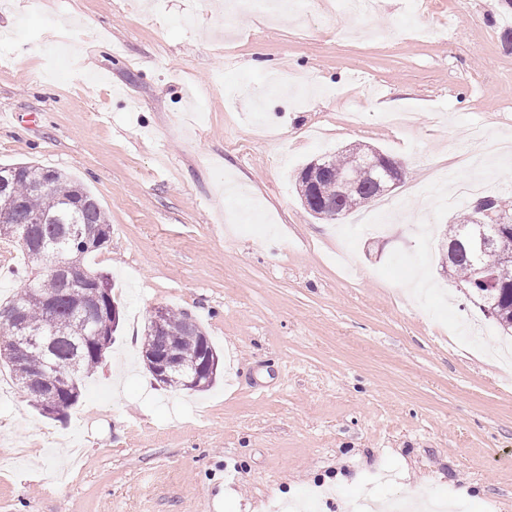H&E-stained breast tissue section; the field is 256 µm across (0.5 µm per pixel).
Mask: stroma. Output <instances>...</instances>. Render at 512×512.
<instances>
[{
	"mask_svg": "<svg viewBox=\"0 0 512 512\" xmlns=\"http://www.w3.org/2000/svg\"><path fill=\"white\" fill-rule=\"evenodd\" d=\"M376 2L229 24L222 0L0 10V161L90 189L111 232L85 265L121 311L65 420L0 401V512H355L371 492L512 512V336L445 276L468 200L434 196L486 175L512 201V156L471 150L475 130L512 136V0ZM360 144L403 181L312 217L298 172ZM27 264L0 238V302ZM157 307L212 340L209 390L147 371Z\"/></svg>",
	"mask_w": 512,
	"mask_h": 512,
	"instance_id": "35a3bbf8",
	"label": "stroma"
}]
</instances>
